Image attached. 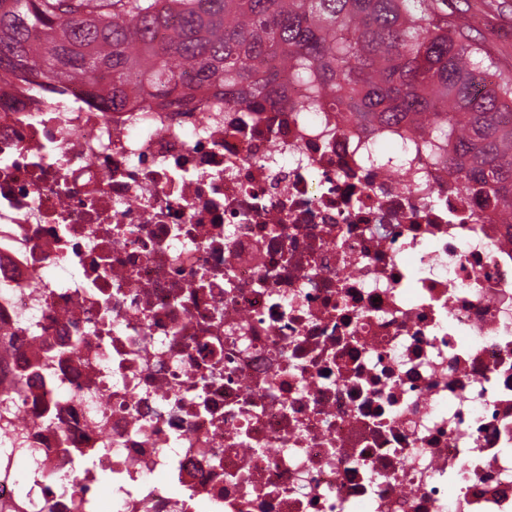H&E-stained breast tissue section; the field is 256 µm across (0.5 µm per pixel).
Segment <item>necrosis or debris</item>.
<instances>
[{"mask_svg":"<svg viewBox=\"0 0 512 512\" xmlns=\"http://www.w3.org/2000/svg\"><path fill=\"white\" fill-rule=\"evenodd\" d=\"M406 138L8 88L0 512H512V225Z\"/></svg>","mask_w":512,"mask_h":512,"instance_id":"necrosis-or-debris-1","label":"necrosis or debris"}]
</instances>
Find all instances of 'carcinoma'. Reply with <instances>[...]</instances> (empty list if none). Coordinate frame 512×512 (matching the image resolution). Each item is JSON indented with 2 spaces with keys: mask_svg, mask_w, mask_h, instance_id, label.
I'll list each match as a JSON object with an SVG mask.
<instances>
[{
  "mask_svg": "<svg viewBox=\"0 0 512 512\" xmlns=\"http://www.w3.org/2000/svg\"><path fill=\"white\" fill-rule=\"evenodd\" d=\"M10 79L83 83L112 111L213 96L369 114L448 152L449 176L512 215V78L448 0H0Z\"/></svg>",
  "mask_w": 512,
  "mask_h": 512,
  "instance_id": "cac0c4a2",
  "label": "carcinoma"
}]
</instances>
